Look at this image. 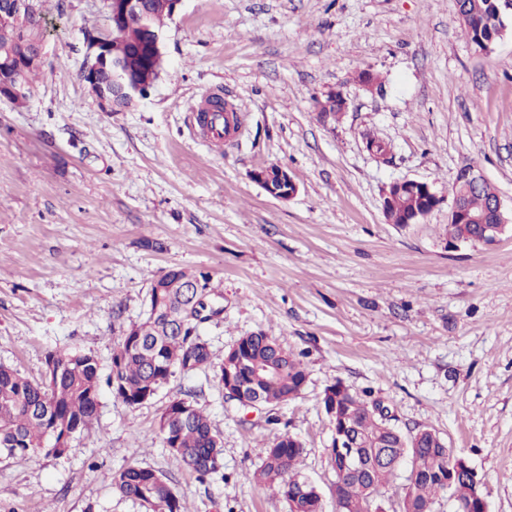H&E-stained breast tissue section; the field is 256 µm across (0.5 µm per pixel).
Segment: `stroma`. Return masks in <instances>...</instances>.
Masks as SVG:
<instances>
[{
    "label": "stroma",
    "instance_id": "stroma-1",
    "mask_svg": "<svg viewBox=\"0 0 512 512\" xmlns=\"http://www.w3.org/2000/svg\"><path fill=\"white\" fill-rule=\"evenodd\" d=\"M44 59L27 107L0 101V363L40 379L47 351L109 367L112 327L139 321L153 279L206 273L221 311L201 326L213 362L256 331L303 352L307 382L278 411L224 399L213 371L175 375L129 408L102 388L91 428L57 456L0 457V512H146L112 489L129 465L162 473L190 512H288L246 470L277 435L335 512L322 397L340 381L402 431L436 429L474 469L488 512H512V233L449 245L446 198L479 168L512 209V16L481 51L456 0H181L164 28L166 72L147 99L106 112L81 78L102 0H44ZM369 70L383 81L366 91ZM347 107L321 120L317 103ZM216 93L243 116L218 148L189 129ZM392 147L389 163L366 135ZM288 169L283 201L251 174ZM415 179L441 202L400 228L385 184ZM190 395L224 442L199 481L163 448L159 415Z\"/></svg>",
    "mask_w": 512,
    "mask_h": 512
}]
</instances>
